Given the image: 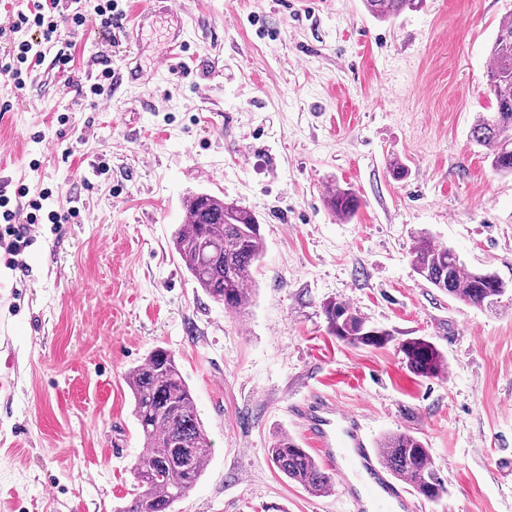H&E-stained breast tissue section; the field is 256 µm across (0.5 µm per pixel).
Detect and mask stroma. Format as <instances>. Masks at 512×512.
<instances>
[{"label": "stroma", "instance_id": "35a3bbf8", "mask_svg": "<svg viewBox=\"0 0 512 512\" xmlns=\"http://www.w3.org/2000/svg\"><path fill=\"white\" fill-rule=\"evenodd\" d=\"M190 75L157 69L165 22L145 32L144 85L86 90L106 51L93 23L64 33L70 72L43 64L0 117V176L52 189L42 225L0 261V512H116L137 491L143 440L128 370L173 351L210 436L203 476L173 512H350L269 460L299 437L293 402L320 393L362 415L372 441L415 431L447 491L414 512H512V296L458 302L414 271L419 231L512 284V178L470 130L493 108L488 49L512 0H425L393 21L363 0H178ZM42 142H34V133ZM409 169L394 179L392 158ZM351 188L338 220L328 188ZM254 212L264 236L252 306L209 299L174 250L187 198ZM333 299L390 331L355 348L328 332ZM425 337L438 378L410 374L396 340ZM327 207L340 219H349L357 211L359 201L350 189L336 187L325 199Z\"/></svg>", "mask_w": 512, "mask_h": 512}]
</instances>
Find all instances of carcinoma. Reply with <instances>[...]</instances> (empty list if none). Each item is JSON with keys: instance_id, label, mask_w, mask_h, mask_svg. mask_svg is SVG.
<instances>
[{"instance_id": "obj_1", "label": "carcinoma", "mask_w": 512, "mask_h": 512, "mask_svg": "<svg viewBox=\"0 0 512 512\" xmlns=\"http://www.w3.org/2000/svg\"><path fill=\"white\" fill-rule=\"evenodd\" d=\"M423 2L364 0V5L372 17L386 21L406 10H417ZM489 58L487 89L494 108L476 115L471 137L487 149L496 171L512 175V18L499 21ZM325 203L341 219L351 218L359 207L355 193L341 187ZM186 205L188 221L179 225L173 241L181 263L207 297L236 314L245 312L255 295L254 272L264 251L258 218L246 207L206 193L190 197ZM412 262L425 282L467 305L493 308L509 290L501 280L493 295H488L481 287L480 272L468 268L452 248L436 243L426 233L415 240ZM323 309L329 332L347 345L377 349L395 341L389 331L368 324L334 300L324 302ZM397 348L417 377L437 378L447 368L442 353L425 338H406L397 342ZM127 383L147 451L133 465L141 491L117 512H170L203 475L212 443L171 350H152L143 363L128 371ZM379 447L391 474L413 490L429 485L437 496L446 492L443 478L431 463L429 448L416 433H389ZM268 455L288 481L317 495L331 492L333 477L293 438H276Z\"/></svg>"}]
</instances>
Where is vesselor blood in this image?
<instances>
[{"label": "vessel or blood", "instance_id": "b4317fda", "mask_svg": "<svg viewBox=\"0 0 512 512\" xmlns=\"http://www.w3.org/2000/svg\"><path fill=\"white\" fill-rule=\"evenodd\" d=\"M161 13L173 23L167 51L158 61L164 67L184 44V20L174 0H140L123 37L127 43H136L144 28ZM291 413L302 434L341 478L352 512H413L414 505L403 482L384 465L380 449L370 447L360 415L349 412L332 398L318 395L293 405Z\"/></svg>", "mask_w": 512, "mask_h": 512}]
</instances>
